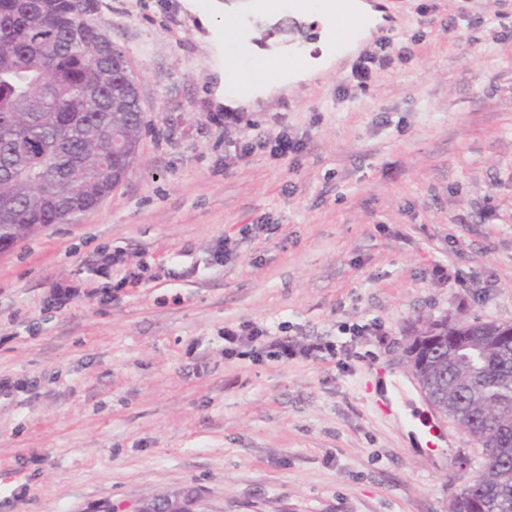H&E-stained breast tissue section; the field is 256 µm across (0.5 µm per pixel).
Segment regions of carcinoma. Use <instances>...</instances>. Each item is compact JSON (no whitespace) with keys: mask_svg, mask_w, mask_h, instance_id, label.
<instances>
[{"mask_svg":"<svg viewBox=\"0 0 512 512\" xmlns=\"http://www.w3.org/2000/svg\"><path fill=\"white\" fill-rule=\"evenodd\" d=\"M80 44L71 39L74 28ZM102 31L89 19L73 18L67 0H0V237L18 243L38 226L65 224L94 209L112 170L102 138L118 127L140 142L142 115L127 89V61L102 51ZM52 156L62 176L55 196L37 177L25 183L14 172H37L36 158ZM472 331L481 350L448 352V329L431 356L446 376L443 413L462 426L479 448L480 467L465 480L448 512H512V342H486L497 323L476 317Z\"/></svg>","mask_w":512,"mask_h":512,"instance_id":"carcinoma-1","label":"carcinoma"}]
</instances>
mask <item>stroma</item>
<instances>
[{
  "mask_svg": "<svg viewBox=\"0 0 512 512\" xmlns=\"http://www.w3.org/2000/svg\"><path fill=\"white\" fill-rule=\"evenodd\" d=\"M93 2L139 87V155L98 207L0 254V376L19 384L0 397V512L162 495L192 512H448L476 445L450 420L439 447L409 444L374 381L410 378L423 321L512 323V0H386L409 61L357 88L350 56L235 112L211 103L182 0ZM278 127L300 153L242 154ZM143 262L151 279L116 289ZM243 323L333 341L346 368L225 358Z\"/></svg>",
  "mask_w": 512,
  "mask_h": 512,
  "instance_id": "35a3bbf8",
  "label": "stroma"
}]
</instances>
